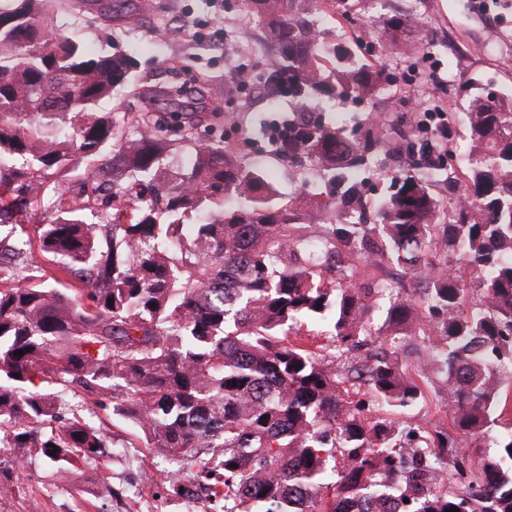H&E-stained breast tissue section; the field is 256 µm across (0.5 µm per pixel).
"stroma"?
Here are the masks:
<instances>
[{"instance_id":"obj_1","label":"stroma","mask_w":512,"mask_h":512,"mask_svg":"<svg viewBox=\"0 0 512 512\" xmlns=\"http://www.w3.org/2000/svg\"><path fill=\"white\" fill-rule=\"evenodd\" d=\"M102 0H84L85 9L72 31L94 52L131 57L129 78L141 95L129 101L133 111L169 114L176 102L159 88L178 81L203 85L205 111L216 135L233 148L242 162L270 172L283 197L303 191L298 174L278 160L265 136L285 128L294 118L289 108L266 94L274 42L267 26L255 22L244 0H152L151 12L128 20L122 0L111 25L96 13ZM353 11L335 23L339 40L367 46L368 57L386 70L389 82L369 99L339 97L311 113V120L343 126L354 135L370 118L386 130L405 123L420 101L447 104L456 115L448 149L455 167L466 163V131L462 115L472 97L494 90L512 96V0H354ZM426 21V48L388 51L377 36L392 16ZM168 25L171 37L158 40L154 31ZM403 172L396 152L381 153L373 170L362 172L361 193L374 200L393 193ZM92 420L115 442L126 445L125 458L84 468L58 487L54 473L33 458L13 473L29 485L26 495L0 497V512H85L95 499L100 512H182L180 498L165 494L163 465L145 448L136 428L95 409Z\"/></svg>"}]
</instances>
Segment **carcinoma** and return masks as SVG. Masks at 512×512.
<instances>
[{"label": "carcinoma", "instance_id": "1", "mask_svg": "<svg viewBox=\"0 0 512 512\" xmlns=\"http://www.w3.org/2000/svg\"><path fill=\"white\" fill-rule=\"evenodd\" d=\"M246 5L280 56L270 83L289 72L301 112L382 89L383 71L332 30L310 36V0ZM61 16L77 17L71 0H0V476L32 457L61 477L99 465L111 445L92 403L174 456L178 479L214 468L202 493L224 512H512V431H495L512 402V100L479 94L465 113L454 223L428 172L363 224L356 176L390 144L377 124L355 139L293 124L278 156L304 155L345 189L285 201L202 143L194 112L177 143L101 112L131 59L93 53ZM423 26L393 19L384 41L418 51ZM392 261L419 292L389 287ZM373 294L389 299L380 325ZM309 320L328 343L306 337ZM429 386L450 427L391 417Z\"/></svg>", "mask_w": 512, "mask_h": 512}]
</instances>
